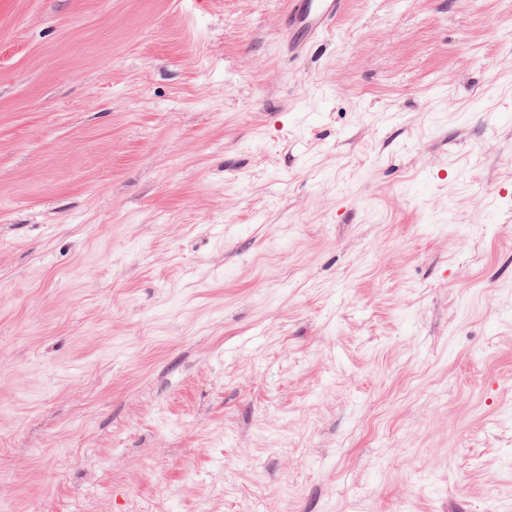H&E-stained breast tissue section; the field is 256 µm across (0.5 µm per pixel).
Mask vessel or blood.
<instances>
[{
	"label": "vessel or blood",
	"mask_w": 512,
	"mask_h": 512,
	"mask_svg": "<svg viewBox=\"0 0 512 512\" xmlns=\"http://www.w3.org/2000/svg\"><path fill=\"white\" fill-rule=\"evenodd\" d=\"M345 0H289L282 31L289 46L297 52L315 48L318 39L335 24Z\"/></svg>",
	"instance_id": "b4317fda"
}]
</instances>
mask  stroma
Listing matches in <instances>:
<instances>
[{"label":"stroma","mask_w":512,"mask_h":512,"mask_svg":"<svg viewBox=\"0 0 512 512\" xmlns=\"http://www.w3.org/2000/svg\"><path fill=\"white\" fill-rule=\"evenodd\" d=\"M0 0L9 512H512V0ZM345 0H290L284 14L282 31L296 52L315 48L318 38L335 24Z\"/></svg>","instance_id":"stroma-1"}]
</instances>
